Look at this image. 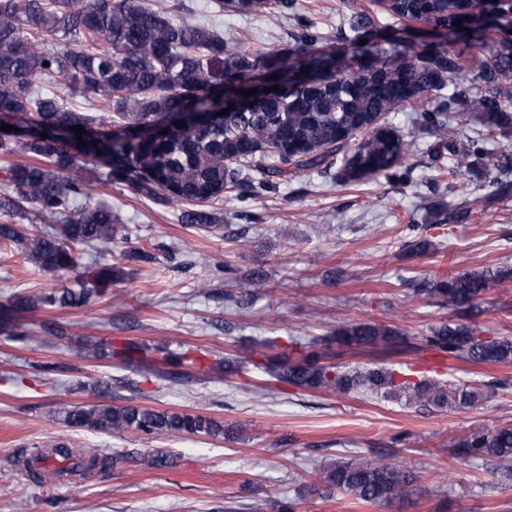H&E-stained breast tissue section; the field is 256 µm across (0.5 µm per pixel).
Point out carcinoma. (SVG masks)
Instances as JSON below:
<instances>
[{
	"label": "carcinoma",
	"instance_id": "carcinoma-1",
	"mask_svg": "<svg viewBox=\"0 0 512 512\" xmlns=\"http://www.w3.org/2000/svg\"><path fill=\"white\" fill-rule=\"evenodd\" d=\"M473 7L470 0H384L383 10L397 20H415L446 28ZM216 12L273 15L288 8V0H213ZM351 24L352 36L340 47L322 49L318 32L306 30L287 52L242 51L204 26L191 25L180 7L167 11L146 0H0V125L32 127L38 133L0 137V156L32 154L45 164H16L8 168V189L0 195V240L24 247L28 261L48 272L79 271L78 287L63 288L38 298L16 296L0 303V332L21 337L19 315L43 305L79 307L104 292L117 271L110 267L80 268L74 246L112 247L115 220L112 209L89 203L77 207L78 197L91 199L93 183L127 184L163 205L192 202L215 204L224 190L241 183L229 159L248 160L267 176L318 167L346 149V164L353 181L375 177L402 164L415 146L418 133L431 127L448 135L444 108H429L434 100H447L462 124L478 122L487 136L512 135V39L503 46L484 39V25L469 16L474 45L483 53L476 69L440 45H428L408 54L381 46V37L359 14ZM54 35L65 43L59 51L47 44ZM366 40L360 44V40ZM54 80L83 96H93L113 108L117 119L97 120L65 106L45 84ZM244 82L265 88L277 86L258 99L234 107L219 121L205 126H174L169 115L187 99L204 105L218 88ZM453 93L445 95L448 86ZM411 105L420 112L418 126L406 133L373 129L381 115ZM82 126L94 133L90 146L78 149L62 131ZM371 133L356 145L347 134ZM48 134L42 138L41 133ZM100 161L91 177L70 179L64 172L79 166L80 156ZM453 171L470 168L475 153L467 145L448 149ZM33 215L52 232L24 235L12 219ZM512 282V267L502 266L459 274L421 293L437 298L452 310L468 311L493 284ZM265 279L245 283L234 302L243 306ZM347 346L374 347L389 343L398 353L437 352L473 365L512 364V336L487 338L468 320L450 321L430 329L417 345L391 336L376 323L353 322L338 331ZM294 362L280 355H265L263 372L278 384L323 390L337 395L375 394L403 401L408 406L466 410L485 396V382L449 383L436 378L396 371L386 366L350 369L329 361L316 349L317 341L302 343ZM155 376L175 379L187 355L162 347L128 342L112 351L109 342L90 338L76 351L79 358H110L115 354ZM65 420L120 433L138 429L148 434L178 436L215 435L234 438L203 415L156 411L139 406L90 407L73 405ZM459 457L491 458L512 463V425L475 432L449 440ZM58 456L70 460L69 448H37L36 462ZM320 490L350 495L364 502L392 503L402 499L415 481L413 473L385 459L350 460L319 469Z\"/></svg>",
	"mask_w": 512,
	"mask_h": 512
}]
</instances>
